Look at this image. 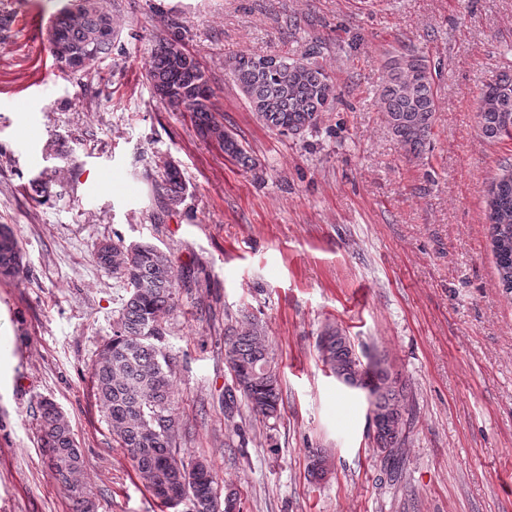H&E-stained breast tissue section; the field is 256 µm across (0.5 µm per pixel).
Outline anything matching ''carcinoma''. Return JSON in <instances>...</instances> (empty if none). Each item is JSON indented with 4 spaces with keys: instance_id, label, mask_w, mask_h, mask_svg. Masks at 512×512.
I'll return each instance as SVG.
<instances>
[{
    "instance_id": "1",
    "label": "carcinoma",
    "mask_w": 512,
    "mask_h": 512,
    "mask_svg": "<svg viewBox=\"0 0 512 512\" xmlns=\"http://www.w3.org/2000/svg\"><path fill=\"white\" fill-rule=\"evenodd\" d=\"M111 17L97 0H73L57 17L64 36L49 45L54 60L96 47L99 62L111 58L114 44L95 40L99 24ZM233 81L246 96L257 120L280 135L300 136L317 126L336 100V89L311 50L299 58L238 52L226 61ZM148 77L154 94L170 110L189 112L199 136L216 142L240 166L252 169L253 159L226 130L211 109L213 90L197 58L174 35L153 44ZM385 123L410 154L429 142L437 112V88L424 56L392 58L379 92ZM484 136L491 141L512 137V73L504 71L485 86L478 110ZM158 194L167 208L184 201L186 183L174 161H154ZM489 221L499 286L512 292V169L504 171L489 191ZM9 254L14 276L24 269L22 249L0 224V257ZM96 263L125 285L126 299L114 321L112 337L90 365L94 396L113 438L125 448L138 476L154 497L170 508L188 501L191 512H230L220 500L218 482L204 461L179 456L180 420L172 407L173 357L166 350L165 317L176 307L177 278L171 259L156 245L141 241L132 248L124 240H105ZM322 363L349 387L370 390L374 443L387 460L400 443L405 414L403 387L379 363L365 365L349 337L328 326L317 338ZM224 360L237 384L235 390L252 413L276 415L281 401L277 365L261 323L249 321L224 331ZM40 440L47 467L68 493L73 512H93L91 490L83 480L84 457L75 444L66 416L56 404L39 403ZM325 452L309 451V471L324 474Z\"/></svg>"
}]
</instances>
